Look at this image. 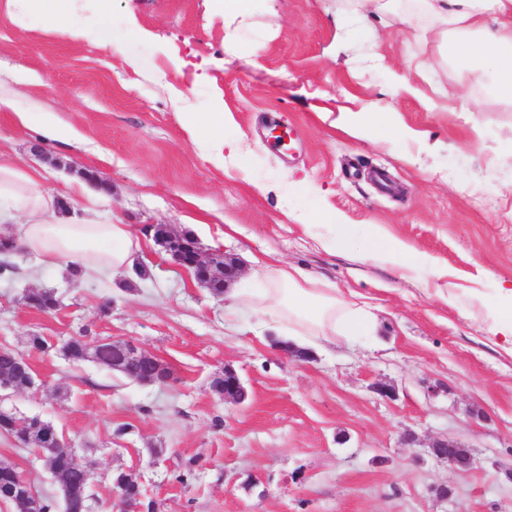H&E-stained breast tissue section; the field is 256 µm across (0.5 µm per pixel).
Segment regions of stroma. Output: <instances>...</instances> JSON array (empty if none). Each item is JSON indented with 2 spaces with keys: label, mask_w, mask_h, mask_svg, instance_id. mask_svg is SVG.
Returning a JSON list of instances; mask_svg holds the SVG:
<instances>
[{
  "label": "stroma",
  "mask_w": 512,
  "mask_h": 512,
  "mask_svg": "<svg viewBox=\"0 0 512 512\" xmlns=\"http://www.w3.org/2000/svg\"><path fill=\"white\" fill-rule=\"evenodd\" d=\"M51 3L93 38L45 31L30 0H0V92L14 98L0 106V161L40 174L61 217L91 198L101 218L129 225L147 274L75 284L15 252L14 273L0 276V348L28 359L41 386L1 398L0 410L57 428L91 473L89 512H120V471L157 512H512V353L493 342L495 308L473 297L512 286V142L500 136L512 104L460 87L447 57L416 39L427 19L415 0L363 26L350 0H250L235 12L224 0ZM409 60L433 74L416 78L415 96L392 88ZM225 110L235 117L225 139L249 149L219 167L182 115L211 125ZM361 111L370 138L335 127L340 113ZM22 112L52 113L74 136L49 140ZM395 122L414 137L387 138ZM274 126L294 131L290 149L275 147ZM155 224L237 257L239 288L262 290L254 260L271 255L368 304L376 325L304 360L285 353L274 334L255 336L253 315L231 312L176 265ZM228 224L242 234L225 238ZM376 224L435 268L365 258ZM331 232L355 247L326 252ZM30 289L54 292L58 310L28 307ZM35 334L49 352L29 346ZM82 334L133 342L174 378L141 385L65 359L63 343ZM227 368L244 404L211 390ZM122 424L130 433L116 435ZM439 439L469 448L478 467L435 459ZM0 461L55 496L33 453L1 431Z\"/></svg>",
  "instance_id": "stroma-1"
}]
</instances>
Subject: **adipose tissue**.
Here are the masks:
<instances>
[{"mask_svg": "<svg viewBox=\"0 0 512 512\" xmlns=\"http://www.w3.org/2000/svg\"><path fill=\"white\" fill-rule=\"evenodd\" d=\"M435 21L432 37L458 68L468 88L488 83L499 100L512 102V0H420ZM186 129L215 165L241 147L225 144L217 130L200 126L198 115H183ZM0 223L9 225L15 247L38 262L79 266L83 275L125 270L141 251L129 225L99 219L60 220L55 201L37 180L10 163H0ZM267 286L261 293L239 295L235 307L250 308L272 323L288 326L290 338L359 336L371 325L367 305L347 302L335 289L318 287L300 267L265 261Z\"/></svg>", "mask_w": 512, "mask_h": 512, "instance_id": "ef3b65f1", "label": "adipose tissue"}]
</instances>
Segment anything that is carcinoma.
<instances>
[{
    "mask_svg": "<svg viewBox=\"0 0 512 512\" xmlns=\"http://www.w3.org/2000/svg\"><path fill=\"white\" fill-rule=\"evenodd\" d=\"M24 301L41 313H51L58 309L57 298L50 291H30ZM63 354L73 362L90 361L108 370L112 366V346L102 345L97 349L89 347L86 335L73 336L63 346ZM121 374L139 384L151 381L171 380L173 373L168 366H160L151 359H143L125 366ZM7 379L19 388H26L29 373L22 366L21 356L15 352L0 350V380ZM0 430L11 433L22 444L45 457L49 464L48 472L58 484L61 493L68 494L72 507L86 506L84 498L91 486L88 473L73 461L71 451L63 448L56 427L49 421L32 417L22 423H16L14 414L0 411ZM21 476L14 466L0 463V500L13 504L17 512H36L32 498L15 493ZM121 494V500H133L140 495L139 485L130 474L119 472L111 478Z\"/></svg>",
    "mask_w": 512,
    "mask_h": 512,
    "instance_id": "1",
    "label": "carcinoma"
}]
</instances>
